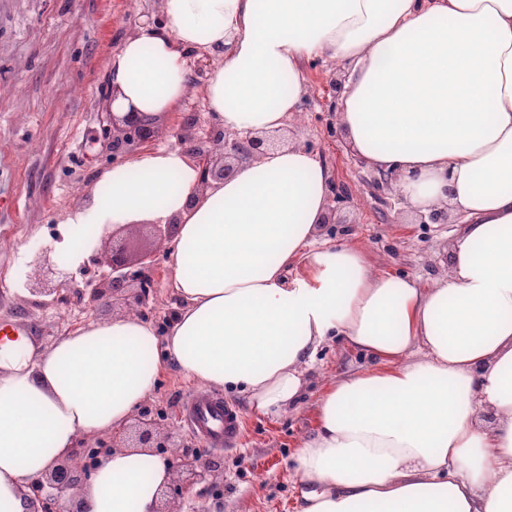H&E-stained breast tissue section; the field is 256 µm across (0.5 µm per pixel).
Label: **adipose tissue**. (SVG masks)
<instances>
[{"instance_id":"ef3b65f1","label":"adipose tissue","mask_w":512,"mask_h":512,"mask_svg":"<svg viewBox=\"0 0 512 512\" xmlns=\"http://www.w3.org/2000/svg\"><path fill=\"white\" fill-rule=\"evenodd\" d=\"M165 29L113 54V108L162 116L187 96L185 55L217 62L203 88L227 133L287 127L305 61L346 64L338 120L370 166L394 170L410 212L448 206L462 230L428 286L374 271L356 245L318 242L330 170L296 145L201 187L179 148L105 171L63 218L90 230L173 223L181 300L158 355L129 313L38 351L0 338V512H31L30 485L78 438L118 431L173 360L200 389H238L280 413L318 347L339 336L378 361L316 405L296 457L298 512H512V0H161ZM487 407L490 422L478 418ZM170 463L116 448L81 491L85 512H155Z\"/></svg>"}]
</instances>
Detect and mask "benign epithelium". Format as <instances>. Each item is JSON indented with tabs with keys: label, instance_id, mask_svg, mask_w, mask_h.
Segmentation results:
<instances>
[{
	"label": "benign epithelium",
	"instance_id": "7a95c632",
	"mask_svg": "<svg viewBox=\"0 0 512 512\" xmlns=\"http://www.w3.org/2000/svg\"><path fill=\"white\" fill-rule=\"evenodd\" d=\"M105 120L112 125V157L115 164L120 158L141 148L151 145L157 134V118L145 112L133 109L127 112H108ZM197 125V115L191 114L183 119L180 137L190 143L188 156L195 163L199 172L201 187L206 188L214 180H223L234 172V163L247 159H258L267 151L274 149V142L267 136L253 133L245 135L228 134L214 128L206 141H198L192 135ZM400 179L399 174L389 170H378V177L372 181V187L381 191L389 189ZM103 265L110 268L104 276L102 287L95 289L93 297L109 295L124 301L130 309L135 310L142 305L145 288L151 280L149 271L153 266L151 252L137 250L135 246L122 237L112 236L98 247ZM37 264L45 274L61 277L59 286L64 288L73 283V277L52 267L47 252L39 253ZM139 291H131L132 286ZM134 448H163L164 439L157 436L155 419L146 411L138 416L134 431ZM94 460L79 462H60L43 477L33 483L34 500L39 507L34 512H50L48 502L43 497L47 489L56 491L53 500L64 502L59 512H83L80 499V487L88 469ZM177 469L189 474L191 479L201 480L209 473L221 470L218 460L200 464V459L191 451L178 458Z\"/></svg>",
	"mask_w": 512,
	"mask_h": 512
}]
</instances>
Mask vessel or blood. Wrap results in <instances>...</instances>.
<instances>
[{
	"instance_id": "1",
	"label": "vessel or blood",
	"mask_w": 512,
	"mask_h": 512,
	"mask_svg": "<svg viewBox=\"0 0 512 512\" xmlns=\"http://www.w3.org/2000/svg\"><path fill=\"white\" fill-rule=\"evenodd\" d=\"M189 431L208 448L236 447L243 436V421L236 405L217 394H191L181 406Z\"/></svg>"
}]
</instances>
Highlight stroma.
I'll list each match as a JSON object with an SVG mask.
<instances>
[{"label":"stroma","instance_id":"obj_1","mask_svg":"<svg viewBox=\"0 0 512 512\" xmlns=\"http://www.w3.org/2000/svg\"><path fill=\"white\" fill-rule=\"evenodd\" d=\"M161 0H0V324L9 323L45 349L90 321L126 314L111 297L93 298L104 266L88 251L73 269L75 285L49 297L28 288L35 277L37 252L67 268L54 249L62 238L63 215L77 204L98 175L112 166V134L102 113L112 109V89L105 74L122 40L148 22L163 23ZM212 55L187 59L190 92L158 120L156 146L176 147L184 117L198 116L197 134L206 136L213 119L200 90L212 71ZM312 100L284 132L286 142L310 151L333 172L348 195L337 203L333 223L320 227L321 239L361 245L379 271L428 285L448 273V253L458 225L423 224L408 215L400 192L387 202L374 198V171L360 164L337 130L338 118L325 112L324 96L334 62L317 59L305 66ZM136 235L153 250L154 286L138 313L165 334L178 311L172 290L169 244H156L151 228ZM364 352L334 340L318 349L298 403L275 416L256 411L248 394L225 392L245 422L240 446L217 451L202 445L178 417L183 398L195 392L175 363L167 368L143 407L168 438L164 458L173 448L192 449L201 461L221 457L219 474L186 486L174 474L168 496L178 512H297L300 479L295 456L316 428V404L336 378L370 369Z\"/></svg>","mask_w":512,"mask_h":512}]
</instances>
